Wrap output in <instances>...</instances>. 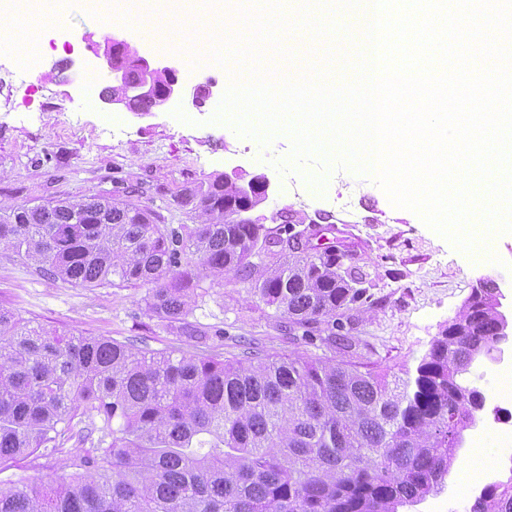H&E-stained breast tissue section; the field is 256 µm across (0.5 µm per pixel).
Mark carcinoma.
<instances>
[{
  "instance_id": "cac0c4a2",
  "label": "carcinoma",
  "mask_w": 512,
  "mask_h": 512,
  "mask_svg": "<svg viewBox=\"0 0 512 512\" xmlns=\"http://www.w3.org/2000/svg\"><path fill=\"white\" fill-rule=\"evenodd\" d=\"M235 187L216 176L182 204L206 217L178 228L149 210L96 197L0 208V247L75 286L153 285L149 310L180 320L203 280L284 258L252 289L311 328L362 300L336 253L289 258L274 231L227 224ZM483 282L391 383L352 362L218 360L135 351L122 343L31 327L0 308V471L40 449L101 436L69 458V480L0 490V512H398L442 489L461 431L485 394L463 381L492 355L502 320ZM470 512H512V482L492 484Z\"/></svg>"
}]
</instances>
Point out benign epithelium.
Returning <instances> with one entry per match:
<instances>
[{
    "label": "benign epithelium",
    "mask_w": 512,
    "mask_h": 512,
    "mask_svg": "<svg viewBox=\"0 0 512 512\" xmlns=\"http://www.w3.org/2000/svg\"><path fill=\"white\" fill-rule=\"evenodd\" d=\"M83 41L87 42L86 54L76 61H71L70 66L81 70L84 68L97 69L107 83L122 87L120 95L101 98V102L107 107L120 109L127 106L128 99L133 96L152 94L156 98L154 107L156 112H164L176 104L180 105L187 101L200 108L203 105L204 96H212L213 88L217 86V82L214 80H208L202 85L181 78L180 67L175 59L147 58L122 36H114L103 45L88 44L86 36L83 37ZM117 53L131 59L138 66L143 74L140 83L124 85V70L113 61V55ZM159 74L166 76L165 82L155 81Z\"/></svg>",
    "instance_id": "7a95c632"
}]
</instances>
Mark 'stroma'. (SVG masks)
<instances>
[{"instance_id": "stroma-1", "label": "stroma", "mask_w": 512, "mask_h": 512, "mask_svg": "<svg viewBox=\"0 0 512 512\" xmlns=\"http://www.w3.org/2000/svg\"><path fill=\"white\" fill-rule=\"evenodd\" d=\"M131 12L129 0H114L105 11L81 10L70 14L66 25L44 27L30 24L18 10L0 30V207L96 196L131 201L150 210L155 223L176 228L204 221L181 204L186 190L197 183L235 168L246 180L267 175L268 197L253 217L275 229L281 214H288L293 222L313 229L309 254L327 248L341 251L345 264L365 273V299L341 317L357 346L346 352L322 343L332 329L329 317L315 324L313 339H305L302 328L231 272L223 281L203 282L204 294L192 303L184 322H169L149 311L151 286H73L42 276L34 265L2 248L0 307L34 327L101 336L141 350L195 354L181 331L186 325L207 336L206 353L222 360L249 351L273 359L330 358L392 379L420 361L479 281H494L504 295L503 306L512 305V233L499 234L472 252L458 251L417 214L394 207L370 177L345 168L328 171L325 191L348 197L359 223H348L342 215L302 203L294 195H280L276 163L291 153L289 136L277 135L265 147L229 124L213 122L221 95L207 98L199 109L186 106L149 116L88 104L84 92L92 71L71 78L63 70L84 54L87 33L97 42L106 34H125L139 52L179 59L182 73L190 78L225 82L223 67H191L177 44L190 29L239 30L232 8H225L220 18L191 16L185 25L166 32L142 26ZM19 44L31 47L38 79L30 78L15 55ZM502 362H512L511 351L497 361L481 359L465 376L483 390L487 401L475 425L462 433L444 490L401 512H470L473 489L485 472H492L498 482L512 477V464L496 461L491 449L478 445L493 419L491 396ZM78 450L71 442L60 454L17 459L0 471V489L11 488L20 477L58 484L70 473L68 456Z\"/></svg>"}]
</instances>
